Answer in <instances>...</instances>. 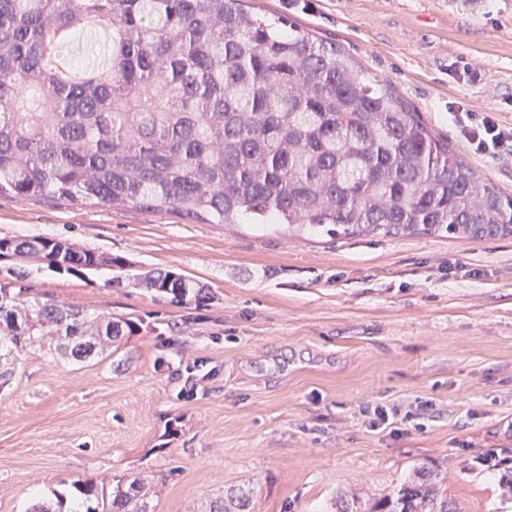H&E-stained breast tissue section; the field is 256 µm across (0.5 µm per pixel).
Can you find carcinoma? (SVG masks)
<instances>
[{
	"instance_id": "carcinoma-1",
	"label": "carcinoma",
	"mask_w": 512,
	"mask_h": 512,
	"mask_svg": "<svg viewBox=\"0 0 512 512\" xmlns=\"http://www.w3.org/2000/svg\"><path fill=\"white\" fill-rule=\"evenodd\" d=\"M97 20L111 65L62 79L47 57ZM50 94L31 108L25 91ZM134 207L197 224H286L337 236L512 237V193L482 179L393 91L334 43L254 14L246 0H0V196ZM47 267L123 260L48 237L0 238ZM149 286L183 299L169 273ZM129 321L90 318L0 285V363L64 337L77 360L110 357ZM69 512H148L134 478L107 498L74 482ZM230 495L211 512H246ZM368 512H455L433 474Z\"/></svg>"
}]
</instances>
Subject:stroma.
<instances>
[{"instance_id": "1", "label": "stroma", "mask_w": 512, "mask_h": 512, "mask_svg": "<svg viewBox=\"0 0 512 512\" xmlns=\"http://www.w3.org/2000/svg\"><path fill=\"white\" fill-rule=\"evenodd\" d=\"M340 50L480 176L512 192V147L475 153L461 121L512 130V0H250ZM121 258L66 272L12 257L28 296L126 318L108 359L32 348L0 380V512L73 502L75 481L144 480L149 512H336L434 471L460 512H512V238H333L197 224L131 207L0 196V237ZM175 273L182 302L147 277ZM196 376L194 392L185 381ZM386 406L372 427L365 408Z\"/></svg>"}]
</instances>
